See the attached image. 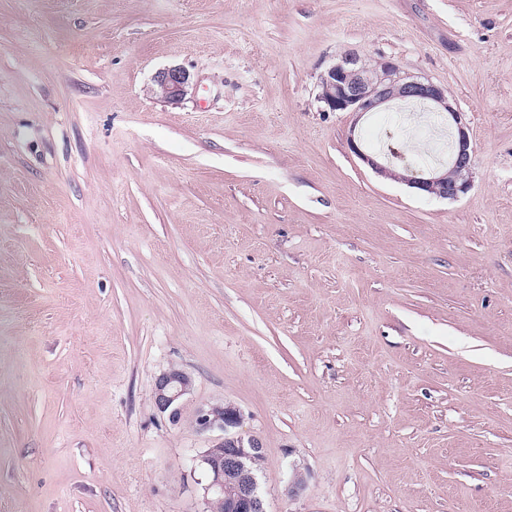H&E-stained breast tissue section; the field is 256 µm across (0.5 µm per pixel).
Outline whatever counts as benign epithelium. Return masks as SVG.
<instances>
[{
  "instance_id": "benign-epithelium-1",
  "label": "benign epithelium",
  "mask_w": 512,
  "mask_h": 512,
  "mask_svg": "<svg viewBox=\"0 0 512 512\" xmlns=\"http://www.w3.org/2000/svg\"><path fill=\"white\" fill-rule=\"evenodd\" d=\"M189 82L190 74L185 69L169 67L155 75L149 93L177 105L185 98ZM319 99L333 112L362 113L393 99L431 102L434 111L452 121L456 136L452 160L454 177L435 172L429 177H410L406 182L417 190L447 200H456L469 190L472 148L468 126L462 113L448 103V95L441 87L402 74L391 61L366 69L357 66L356 58L345 57L321 78ZM192 389L191 375L171 368L156 379L153 400L156 407L175 422L181 418L182 402ZM242 423L240 409L229 404H212L196 411V428L218 433L213 447L199 456L207 479L203 486L204 498L210 504L214 496L223 495L227 512H266L258 477L251 467L254 459L262 455V443L256 438H242L238 434Z\"/></svg>"
}]
</instances>
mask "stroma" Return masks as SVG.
<instances>
[{
	"instance_id": "35a3bbf8",
	"label": "stroma",
	"mask_w": 512,
	"mask_h": 512,
	"mask_svg": "<svg viewBox=\"0 0 512 512\" xmlns=\"http://www.w3.org/2000/svg\"><path fill=\"white\" fill-rule=\"evenodd\" d=\"M349 55L447 91L465 195L351 151L404 114L320 102ZM222 402L267 512H512V0H0V512H209ZM190 74L181 67H169L159 71L149 87V93L172 105H178L185 98ZM193 378L187 372L171 368L162 373L155 382L153 400L156 407L168 413L172 421H178L182 415V402L193 389Z\"/></svg>"
}]
</instances>
